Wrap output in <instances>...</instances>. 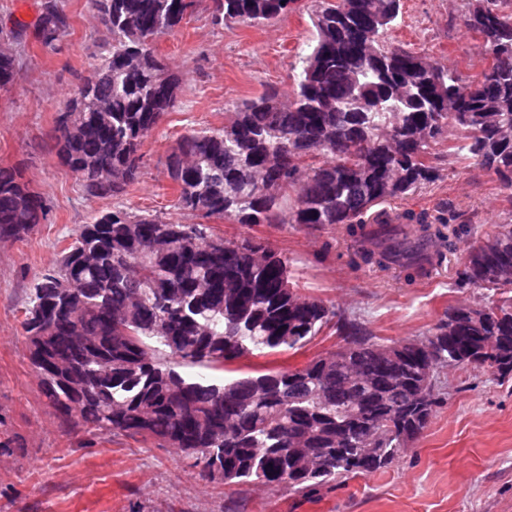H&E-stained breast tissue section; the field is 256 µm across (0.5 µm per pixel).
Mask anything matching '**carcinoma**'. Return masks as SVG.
Returning <instances> with one entry per match:
<instances>
[{"label": "carcinoma", "instance_id": "1", "mask_svg": "<svg viewBox=\"0 0 512 512\" xmlns=\"http://www.w3.org/2000/svg\"><path fill=\"white\" fill-rule=\"evenodd\" d=\"M199 2L92 0L112 43L69 101L72 128L51 135L87 197H118L137 179L141 145L178 98L156 39ZM297 3L210 0V9L219 24L259 25ZM401 13L402 0H313L315 36L292 94L245 100L223 127L191 132L169 155L177 208L238 224H343L366 239L362 263L419 277L427 240L459 228L406 211L398 217L420 227L410 240L388 222L368 232L362 216L435 177L430 148L450 125L459 133L450 153L512 186V0L470 3L464 24L489 61L475 77L392 46L385 35ZM68 28L62 0H44L36 43L52 47ZM16 76L13 55L0 54V89ZM47 214L43 194L0 164V241L24 240ZM461 285L489 293L484 322L452 307L425 335L429 350L407 340L399 349L301 293L288 257L254 239L115 209L82 225L36 279L22 329L48 405L89 439L172 448L227 487L286 480L314 495L388 468L402 433L422 435L439 406L420 397L431 365L512 378L511 224L469 244ZM330 324L334 352L220 376L243 357L299 350ZM22 447L0 411V455Z\"/></svg>", "mask_w": 512, "mask_h": 512}]
</instances>
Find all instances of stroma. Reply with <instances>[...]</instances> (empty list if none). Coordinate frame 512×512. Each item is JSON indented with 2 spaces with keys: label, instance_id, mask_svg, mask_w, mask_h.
<instances>
[{
  "label": "stroma",
  "instance_id": "obj_1",
  "mask_svg": "<svg viewBox=\"0 0 512 512\" xmlns=\"http://www.w3.org/2000/svg\"><path fill=\"white\" fill-rule=\"evenodd\" d=\"M70 30L54 49L31 36L11 43L18 76L0 90V163L20 167L47 199L49 213L27 240L0 243V408L24 446L0 457V512H512V379L483 370L441 372L445 398L423 436L389 468L346 479L308 498L280 484L227 488L203 480L189 459L169 448L116 436L85 445L62 428L42 395L24 345L21 321L34 278L52 264L83 224L121 206L195 223L178 209L169 187L167 157L180 137L222 127L238 103L274 91L289 94L297 54L315 30L307 0L260 26L216 25L208 4L156 43L179 78L178 101L145 139L138 180L120 198L86 197L63 167L50 135L77 86L101 63L112 36L91 0H62ZM469 0H403L388 33L396 46L474 75L485 66L480 40L463 18ZM432 153L437 177L387 212L444 215L465 225L455 250L444 251L415 283L404 274L355 265L356 242L342 226L237 224L214 221L227 239L249 236L288 256L301 292L358 319L377 342L391 344L432 329L448 307L479 304L483 290L460 285L461 258L470 241L512 224V187L474 161ZM326 327L305 347L236 362L242 372L262 365H305L335 351Z\"/></svg>",
  "mask_w": 512,
  "mask_h": 512
}]
</instances>
